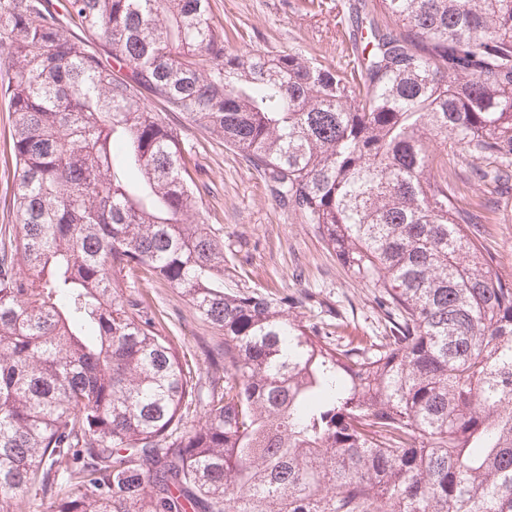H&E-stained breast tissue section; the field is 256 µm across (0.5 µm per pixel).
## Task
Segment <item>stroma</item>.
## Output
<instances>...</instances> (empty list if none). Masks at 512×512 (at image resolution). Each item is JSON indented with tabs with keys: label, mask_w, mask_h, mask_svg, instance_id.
I'll return each mask as SVG.
<instances>
[{
	"label": "stroma",
	"mask_w": 512,
	"mask_h": 512,
	"mask_svg": "<svg viewBox=\"0 0 512 512\" xmlns=\"http://www.w3.org/2000/svg\"><path fill=\"white\" fill-rule=\"evenodd\" d=\"M354 0H211L212 17L224 27L229 50L269 56L296 52L344 67L352 59ZM195 145L192 176L202 211L224 241L225 287H249L279 298L289 296L291 312L304 322L328 323L333 342L370 346L387 328L377 290L342 266L313 225L275 200L268 181L222 138L186 127ZM457 182L467 201L487 222L477 225L494 254L495 268L512 274V203L495 211L494 198L471 174L470 162L456 160ZM136 293L148 313L164 317L166 332L201 389L213 380L210 351L220 333L200 320L187 298L162 281L138 282Z\"/></svg>",
	"instance_id": "stroma-1"
}]
</instances>
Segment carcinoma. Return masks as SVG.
Returning <instances> with one entry per match:
<instances>
[{"mask_svg":"<svg viewBox=\"0 0 512 512\" xmlns=\"http://www.w3.org/2000/svg\"><path fill=\"white\" fill-rule=\"evenodd\" d=\"M356 27L347 71L226 50L210 0H0V512H512V278L448 166L512 192V0H363ZM153 101L379 289L375 348L224 288L193 146ZM147 278L224 336L200 425ZM12 127V115L8 112L7 104L0 92V245L1 239L6 238L8 231L15 233V221L12 209L3 203L1 196L6 186L13 187L16 183L15 167L10 155V130Z\"/></svg>","mask_w":512,"mask_h":512,"instance_id":"1","label":"carcinoma"}]
</instances>
